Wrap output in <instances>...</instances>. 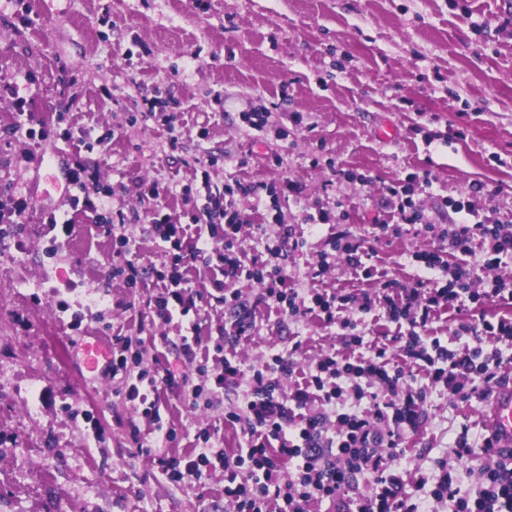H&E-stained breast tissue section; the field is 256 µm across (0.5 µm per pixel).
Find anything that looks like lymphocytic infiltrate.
Instances as JSON below:
<instances>
[{"mask_svg":"<svg viewBox=\"0 0 512 512\" xmlns=\"http://www.w3.org/2000/svg\"><path fill=\"white\" fill-rule=\"evenodd\" d=\"M213 162L209 155L194 160L209 219L203 226L173 224L155 212L140 228L114 221L106 210V190L88 188L83 166L67 171L77 190L72 205L90 213L93 223L112 239L113 276L123 278L130 288L152 278L156 291L147 300L148 308L163 322L178 318L189 329L179 341L182 355L194 366L190 375L175 374L159 355L131 351L127 337H116L112 346L110 370L125 381L135 416L150 424L145 433L139 426L131 428L137 454L154 457L178 484L196 483L203 473L222 470L224 497L235 512H316L320 505L326 512H422L421 501L406 491L410 483L429 489L432 500L446 504L448 512H512V462L494 451L491 438L477 444L468 429H461L450 445L453 465L432 478L397 464L404 443L416 431L424 400L412 389L415 373H423L440 393L462 403L483 401L504 379L500 345H512V318L476 315L470 307L512 304V278L495 273L503 257L512 255V224L476 208L472 196L481 192V185H472L470 194L460 198L444 199V207L457 216L452 224L429 221L414 198L416 192L432 188L431 170L409 173L390 185L392 207L387 217L373 218V240L397 239L411 230L431 246L412 255L421 277L408 283L387 279L374 292L357 295L292 287L282 262L284 246L304 247L306 232L334 224L338 231L320 254L311 279L323 278L339 256L371 279L373 269L363 261L364 240L341 228V215L310 214L306 232L282 224L276 236H269L266 225L246 226L237 198L264 193L295 198L303 192L302 183L288 177L270 185L236 180L218 192L211 188ZM248 228L264 242L263 253L249 259L241 247ZM140 231L168 243L166 260L141 265L136 245ZM451 250L462 253L464 262L449 264L446 255ZM198 260L212 273V299L230 314L209 351L199 336L207 299L186 274ZM243 280L256 286L253 299L244 298L238 289ZM260 306L294 322L313 317L339 327L347 354L328 352L303 367L281 352L269 353L258 363L242 362L235 347L248 340L252 311ZM374 310L401 327L395 338L398 357L388 356L383 345L371 356L356 355L363 343L357 317ZM447 312L454 317L455 335L468 339L454 350L439 337L423 335L429 323ZM290 378L293 388L281 395V381ZM173 388L186 390L188 404L196 410L219 407L225 389H240L237 405L224 415L225 424L237 434L238 448L227 452L221 438L204 428L191 453H170L176 433L163 421L160 397ZM478 453L485 464L474 475V490H463L458 466ZM362 482L372 486V493H355Z\"/></svg>","mask_w":512,"mask_h":512,"instance_id":"obj_1","label":"lymphocytic infiltrate"}]
</instances>
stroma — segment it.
Listing matches in <instances>:
<instances>
[{"label":"stroma","instance_id":"obj_1","mask_svg":"<svg viewBox=\"0 0 512 512\" xmlns=\"http://www.w3.org/2000/svg\"><path fill=\"white\" fill-rule=\"evenodd\" d=\"M14 86L51 133L43 141L21 135L18 114L0 101V194L32 198L25 223L0 224V512H233L222 475L176 484L134 454L124 382L85 364L78 336H126L148 350L161 336L178 338L180 325L152 318L150 288L113 278L112 240L85 214L74 213L71 236L47 253L43 218L69 210L73 163L110 189L112 213L130 224L146 221L144 182L165 187L158 205L172 221L198 215L182 188L194 181L203 129L218 159L214 188L284 175L304 185L287 201L240 199L256 224H299L315 207L340 206L345 225L367 235L386 186L425 167L437 183L419 201L433 222H453L443 197L475 183L484 186L480 207L512 219V0H205L201 9L194 0H0V90ZM157 97L177 102V148L164 114H146ZM60 98L68 111H55ZM245 110L270 112L267 129L244 126ZM451 128L459 138L443 143ZM81 130L111 134L107 154L86 151L75 138ZM429 131L439 135L430 144ZM317 155L369 183H336L311 166ZM332 232L322 225L289 250L295 287H312L311 268ZM428 245L411 234L376 242L370 263L378 275L411 281L420 274L411 255ZM62 298L69 311L59 308ZM75 313L83 318L76 330ZM272 349L306 365L345 346L337 328L260 308L238 354L251 363ZM415 384L427 401L401 464L432 474L461 426L482 441L484 406L450 402L421 376ZM235 403L228 389L222 410L195 411L182 392L167 391L161 412L177 434L172 453L190 452L205 426L237 448L224 424ZM86 410L99 418L100 435Z\"/></svg>","mask_w":512,"mask_h":512}]
</instances>
